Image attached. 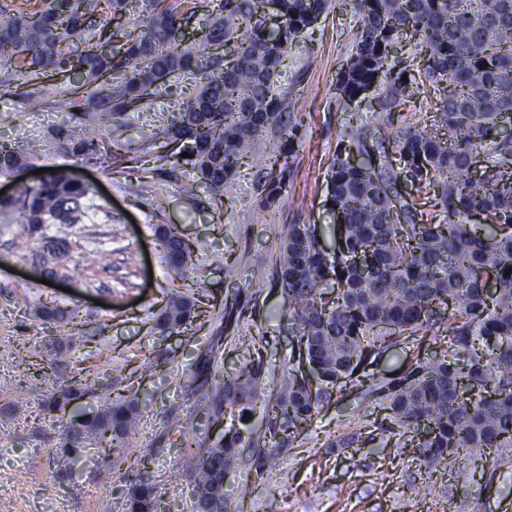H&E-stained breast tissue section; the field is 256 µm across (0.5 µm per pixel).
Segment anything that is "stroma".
I'll return each mask as SVG.
<instances>
[{"instance_id":"obj_1","label":"stroma","mask_w":512,"mask_h":512,"mask_svg":"<svg viewBox=\"0 0 512 512\" xmlns=\"http://www.w3.org/2000/svg\"><path fill=\"white\" fill-rule=\"evenodd\" d=\"M175 2L179 44L197 50L218 0ZM359 26L351 0H332L289 50L279 88L299 133L285 185L271 202L258 164L280 157L277 131L255 141L220 201L202 187L185 196L191 170L165 164L169 149L152 133L194 97V77L169 78L146 104L117 116L116 132L103 136L108 153L75 163L72 143L92 130L56 108L69 93L68 82L30 79L0 61V147L27 162L20 172L0 175V190L16 188L38 169L68 166L91 187L83 223L64 232L44 227L45 235L65 234L71 245L48 285L33 268L35 242L14 215L0 214V470L15 476V512H30L58 495L68 499L70 512H126L127 491L142 475L155 483L166 512H192L194 475L183 443L213 442L230 425L223 409L201 401L193 386L232 375L248 358L253 336L266 337L271 364L288 357L293 334L279 278L280 235L287 225L312 224L324 230V245L334 244L327 169L355 131L372 132L386 122L377 94L354 101L336 91ZM390 60L420 82L418 94L396 108V118L431 123L444 92L425 81L426 60L412 32L399 38ZM62 127L68 137L59 136ZM162 224L176 227L194 247L183 274L163 260L154 234ZM177 284L192 286L200 315L162 336L152 313ZM228 299L237 301L241 317L225 332ZM48 307L58 317L45 319ZM73 310L83 321L81 340L75 352L63 353L55 340L69 335L65 315ZM215 342L220 348L213 355ZM444 347L430 334L410 338L376 358L368 372L375 380L395 378ZM48 360L57 377L89 372L113 393L138 395L134 444L141 465L104 463L92 446L70 474H59L54 460L61 425L29 382L37 364ZM276 453L277 466L260 472L257 449H240L241 463L224 485L230 512H512V447L500 449L494 464L472 450L453 469L427 470L415 440L397 427L380 395L362 387L335 388L329 403Z\"/></svg>"}]
</instances>
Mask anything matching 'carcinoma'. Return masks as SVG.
<instances>
[{"label": "carcinoma", "instance_id": "cac0c4a2", "mask_svg": "<svg viewBox=\"0 0 512 512\" xmlns=\"http://www.w3.org/2000/svg\"><path fill=\"white\" fill-rule=\"evenodd\" d=\"M28 13L0 5V59L20 61L25 72L61 76L73 96L60 108L75 110L103 126L140 105L174 75L199 78L194 98L156 137L190 145L188 159L199 184L215 198L236 176L237 165L268 129L286 142L296 137L297 121L285 111L278 90L288 49L330 8L331 0H277L280 23L267 25L255 0H219L204 38L205 51L179 49L175 6L144 0L145 26L125 33L117 55L101 50L96 31L98 0H41ZM361 25L355 51L339 73L336 90L350 100L384 88L379 106L390 111L413 95L407 69L389 63L396 40L413 31L427 57L425 75L445 84L446 95L434 123L397 128L386 121L376 135L360 131L336 153L327 188L336 221V246L321 242L309 224H290L281 238L279 268L288 292L296 344L281 361L283 379L261 411L270 439L284 440L292 426L311 421L337 384L362 383L369 359L406 338L426 334L437 323V304L457 313L448 318L446 349L433 362H417L402 376L375 385L398 427L429 434L418 447L427 466L455 467L473 448L496 455L512 447V139L499 120L512 109V0H353ZM80 45L66 54L61 44ZM226 42L239 55L224 59ZM483 157V171L470 175L472 155ZM24 163L23 156L0 149V173ZM408 180L419 191L433 190V216L417 200L398 192ZM88 184L67 168L42 176L37 185L19 186L0 212L16 213L28 234L40 235L35 259L57 272L63 237H46V224L82 223ZM489 219L486 233L470 218ZM164 261L176 273L192 262V246L169 226L158 225ZM488 273L486 290L478 273ZM194 293L173 288L154 312L162 335L194 321ZM496 339L498 348L488 345ZM254 355L230 377L211 381L212 397L242 421L256 412L268 372L263 339L251 338ZM478 383L485 394L465 397L458 388ZM96 381L73 377L55 382L52 412H70L63 423L56 465L68 473L84 447L94 445L107 458L127 459L140 413L135 399L120 394L100 400L97 410L80 411V401ZM247 442L233 426L206 448L188 443L195 478L194 512H228L216 492L238 464ZM150 480L129 490L126 512H157Z\"/></svg>", "mask_w": 512, "mask_h": 512}]
</instances>
